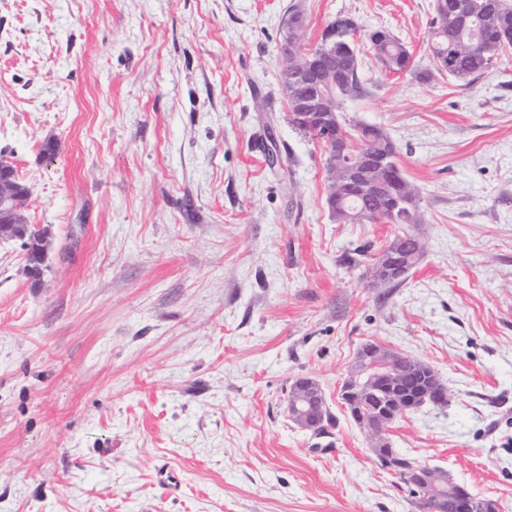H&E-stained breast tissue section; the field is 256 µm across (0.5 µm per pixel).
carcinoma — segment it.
<instances>
[{
    "instance_id": "carcinoma-1",
    "label": "carcinoma",
    "mask_w": 512,
    "mask_h": 512,
    "mask_svg": "<svg viewBox=\"0 0 512 512\" xmlns=\"http://www.w3.org/2000/svg\"><path fill=\"white\" fill-rule=\"evenodd\" d=\"M432 9L430 52L440 73L469 77L487 70L512 48V0H432ZM360 40L369 44L381 69L402 72L411 67L406 46L392 32L383 27L364 32L354 17L339 15L322 33L320 45L327 50L318 58L312 73L301 82L288 80V88L290 95L297 98L321 87L336 96L331 107L340 127L336 128V143L326 150L329 165L336 166V193L328 198L330 209L336 219L346 224L383 222L396 226L394 247L380 248L372 254L357 248L346 253L342 263L359 271L362 278L379 259L391 269L390 277L382 284L396 288L406 281L423 254V243L412 229V225L421 222L418 191L402 174L394 152L388 156L379 186L370 192L361 188L363 174L371 164L368 153L381 145L391 149L393 143L376 126L359 124L351 130L342 124L343 103L365 91L360 79ZM304 49L300 31L288 32V42H281L278 47L288 54L284 68H289ZM288 124L303 136L317 139L318 122L305 119L302 110L291 105ZM392 369L398 375L397 384L392 388L380 385L370 392L365 400L369 409L383 410L395 394L416 400L427 383L423 363L409 356H395ZM377 464L404 485L403 475L421 462L397 448H389Z\"/></svg>"
}]
</instances>
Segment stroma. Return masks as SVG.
Returning <instances> with one entry per match:
<instances>
[{"instance_id": "stroma-1", "label": "stroma", "mask_w": 512, "mask_h": 512, "mask_svg": "<svg viewBox=\"0 0 512 512\" xmlns=\"http://www.w3.org/2000/svg\"><path fill=\"white\" fill-rule=\"evenodd\" d=\"M292 6L307 45L349 14L431 64V0H0V155L51 241L38 281L0 241V512H416L337 396L367 341L450 395L393 447L512 512V49L426 84L363 49L346 125L419 193L423 256L392 288L340 259L394 225L339 223L288 123ZM299 377L323 434L288 418ZM326 400L319 382L296 379L287 398L286 410L291 421L302 431L318 434L323 430Z\"/></svg>"}]
</instances>
